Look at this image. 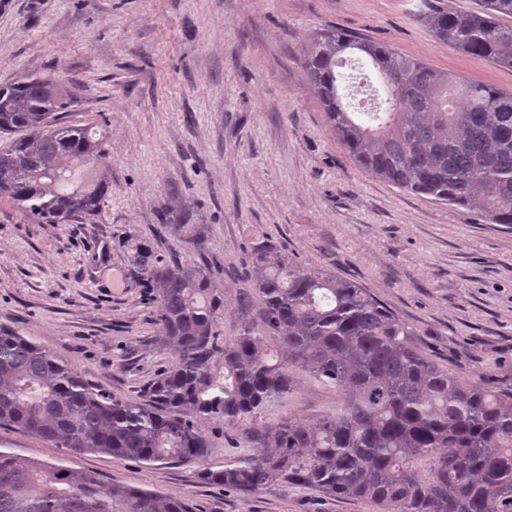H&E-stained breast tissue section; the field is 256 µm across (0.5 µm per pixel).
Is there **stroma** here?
<instances>
[{"mask_svg": "<svg viewBox=\"0 0 512 512\" xmlns=\"http://www.w3.org/2000/svg\"><path fill=\"white\" fill-rule=\"evenodd\" d=\"M423 2L0 0V85L23 72L62 76L76 96L67 123L103 134L110 174L98 214L66 224L35 223L0 199V326L50 348L101 390L138 397L172 355L156 341L158 307L129 247L141 239L158 255L180 252L157 223L176 193L209 227L225 337L245 320L246 257L270 243L366 288L461 376L511 380L512 227L365 173L302 64L311 32L333 25L512 90V70L436 39L418 20ZM335 404V390L300 373L261 422L312 420ZM195 423L212 448L203 465L72 453L6 426L0 448L175 496L188 512H379L286 483L248 497L207 483L201 468L223 469L235 433L207 416Z\"/></svg>", "mask_w": 512, "mask_h": 512, "instance_id": "obj_1", "label": "stroma"}]
</instances>
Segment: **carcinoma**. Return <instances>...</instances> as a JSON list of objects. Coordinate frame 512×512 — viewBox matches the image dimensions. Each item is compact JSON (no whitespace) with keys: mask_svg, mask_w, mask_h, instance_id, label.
I'll list each match as a JSON object with an SVG mask.
<instances>
[{"mask_svg":"<svg viewBox=\"0 0 512 512\" xmlns=\"http://www.w3.org/2000/svg\"><path fill=\"white\" fill-rule=\"evenodd\" d=\"M421 21L460 52L512 69V0L461 13L426 3ZM370 62L384 109L356 116L339 93L343 55ZM307 80L336 139L367 174L395 187L512 226V91L466 79L338 27L315 29ZM55 76L21 73L0 87V197L39 223L66 224L99 210L109 181L103 137L60 122L73 94ZM177 199L158 211L183 254L171 261L147 240L130 263L153 291L158 341L173 360L148 400L111 396L52 350L0 326V426L76 453L147 464L204 463L212 448L192 420L205 415L245 450L201 478L240 493L278 482L382 512H512V383L488 386L436 362L416 331L353 280L314 271L288 250H251L246 276L257 319L220 340L224 293L205 260L208 225ZM336 390L314 424L265 410L295 388L296 371ZM0 512H187L175 497L103 485L90 472L0 449Z\"/></svg>","mask_w":512,"mask_h":512,"instance_id":"obj_1","label":"carcinoma"}]
</instances>
